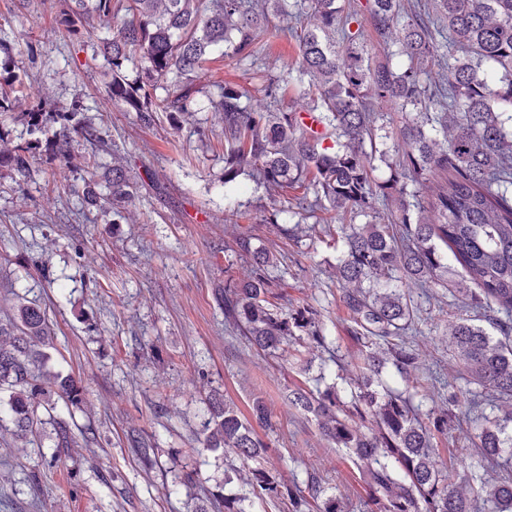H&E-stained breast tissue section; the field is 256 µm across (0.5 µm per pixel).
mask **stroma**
<instances>
[{
  "label": "stroma",
  "mask_w": 512,
  "mask_h": 512,
  "mask_svg": "<svg viewBox=\"0 0 512 512\" xmlns=\"http://www.w3.org/2000/svg\"><path fill=\"white\" fill-rule=\"evenodd\" d=\"M63 0H32L20 12L0 0V38L28 35L30 50L13 53L24 82L17 96L35 92L50 108L79 104L98 131L97 143L73 144L64 164L37 150L25 174L0 167V323L14 315L18 297L45 310L53 331L46 370L76 377L80 409L54 399L53 416L92 429L73 448L55 451L52 425L33 441L16 440L11 414L0 406V494L28 512L32 499L46 512H218L224 496L242 500L244 512H292L288 498L271 504L226 475L236 461L208 448L202 426L207 399L220 392L249 413L254 397L270 410L257 428L265 450L250 466L275 474L281 484L305 482L316 473L325 495L359 512L368 489L342 451L320 435L313 414L291 407L298 388L317 378L337 380L328 351L304 339L287 351H258L224 324V284L246 278L251 266L234 251L236 236L277 257L268 270L271 301L279 308L317 310L342 354H355L352 323L336 282V226L325 211L301 224L273 223L294 207L302 189L271 195L248 174L224 183V116L207 97L231 84L256 107L302 110L296 95H270L272 83L297 68L298 47L281 38L267 49L263 69L246 68L213 51L193 77L188 112L157 113L144 125L105 92L104 58L110 37L98 19L75 41L57 20ZM138 177V189L113 221L111 212L83 201L87 185L105 186L113 164ZM485 324L480 309L460 308L447 290L423 302L417 327L419 373H449L456 351L448 322L456 317ZM139 433L156 461L145 465L130 444ZM55 455L52 465L41 457ZM190 471L191 484L177 476Z\"/></svg>",
  "instance_id": "stroma-1"
}]
</instances>
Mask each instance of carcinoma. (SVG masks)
I'll use <instances>...</instances> for the list:
<instances>
[{"label": "carcinoma", "mask_w": 512, "mask_h": 512, "mask_svg": "<svg viewBox=\"0 0 512 512\" xmlns=\"http://www.w3.org/2000/svg\"><path fill=\"white\" fill-rule=\"evenodd\" d=\"M58 21L75 35L85 16L123 21L103 40L111 73L109 96L149 125L154 113L185 112L189 81L216 47L242 63L256 61L260 33L278 36L269 16L287 15L299 50V66L281 79V93L293 90L311 99L310 112L323 126L312 138L300 113L269 112L242 103L244 94L223 86L209 99L224 113V184L248 171L273 191L306 184L300 206H327L341 219L363 216V224H343L336 257L340 301L353 323L360 355L345 389L332 383L314 392L299 390L292 404L314 415L320 434L344 450L371 492L367 512H512V408L490 417L486 407L499 397L512 400V0H366L342 6L338 0H70ZM373 33L383 49L375 59ZM12 46L0 43V112H21L28 125L46 136L56 158L70 160L62 140H99L97 130L78 117L80 109L49 112L44 101L13 96L20 75L12 68ZM141 66L136 77L129 66ZM166 91L154 100L153 91ZM405 113L393 149L376 142L382 108ZM32 145L0 135V166L24 174ZM390 175L376 177L375 161ZM106 195L89 204H122L135 186L120 165L112 166ZM398 204L394 224L382 222L377 203ZM448 248L444 253L437 242ZM237 251L250 259L253 275L224 286V319L256 348L276 351L295 331L324 347L325 324L316 311L283 312L267 299L273 255L240 235ZM458 263L472 288L458 293L467 307L491 312L490 333L470 319L448 323L458 351L454 380L464 392H448L442 406L422 410L413 386L417 358L409 338L417 333L418 305L403 285L415 284L428 296L446 288L450 262ZM0 390L9 391L14 436L35 434L44 421L37 405L48 389L78 409L81 390L70 377L46 380L37 370L40 347L51 340L44 311L17 305L8 328L0 327ZM392 364L397 376L385 378ZM203 424L209 448L241 461L260 456L264 444L255 426L268 424L269 409L256 398L249 415L219 394L208 400ZM477 468L497 469L498 480L458 472L459 448L441 457L437 439L449 436L460 418ZM55 448H67L73 432L52 421ZM245 484L259 498L283 496L281 483L253 470ZM306 487L321 500L317 512H345L335 496L321 497L319 481Z\"/></svg>", "instance_id": "cac0c4a2"}]
</instances>
